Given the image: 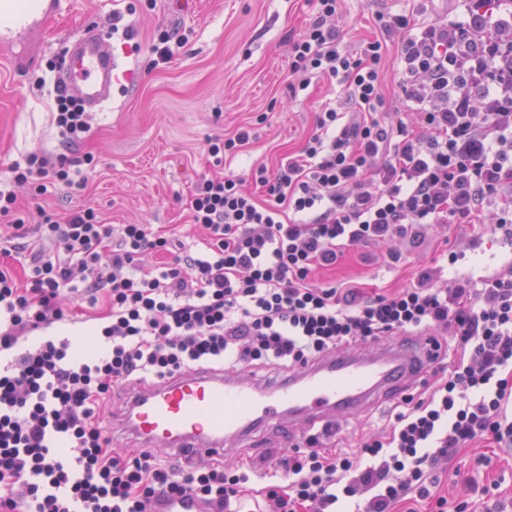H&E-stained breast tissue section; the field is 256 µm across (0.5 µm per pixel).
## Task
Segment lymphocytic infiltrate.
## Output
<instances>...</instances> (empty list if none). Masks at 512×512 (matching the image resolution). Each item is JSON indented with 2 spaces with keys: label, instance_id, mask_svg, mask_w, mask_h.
<instances>
[{
  "label": "lymphocytic infiltrate",
  "instance_id": "lymphocytic-infiltrate-1",
  "mask_svg": "<svg viewBox=\"0 0 512 512\" xmlns=\"http://www.w3.org/2000/svg\"><path fill=\"white\" fill-rule=\"evenodd\" d=\"M309 2L288 69L303 86L316 73L337 81L359 117L342 123L325 104L300 156L256 171L267 202L239 181L201 178L190 218L211 237L181 267L136 272L167 239L142 224L113 231L89 208L44 217L43 238L61 250L37 252L26 280L0 266V512H152L187 488L205 512H234L250 467L190 459L176 471L156 448L114 451L104 417L114 389L194 367L285 372L358 339L443 330L456 358L437 390L404 396L389 429L357 450L311 435L283 461L285 485L267 492L273 512H392L408 494L430 498L438 468L466 445L512 446L511 261L477 283L444 284L430 269L358 303L311 281L338 246L387 244L426 224L488 220L512 238V61L496 54L512 44V13L420 27L381 13L378 37L347 47L340 0ZM408 28L400 91L421 137L383 118V52ZM79 282L104 306L95 358L47 334L66 317L62 288Z\"/></svg>",
  "mask_w": 512,
  "mask_h": 512
}]
</instances>
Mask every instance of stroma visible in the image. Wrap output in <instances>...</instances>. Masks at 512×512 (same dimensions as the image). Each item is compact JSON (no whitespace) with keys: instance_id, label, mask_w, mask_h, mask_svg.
I'll return each mask as SVG.
<instances>
[{"instance_id":"35a3bbf8","label":"stroma","mask_w":512,"mask_h":512,"mask_svg":"<svg viewBox=\"0 0 512 512\" xmlns=\"http://www.w3.org/2000/svg\"><path fill=\"white\" fill-rule=\"evenodd\" d=\"M464 0H341L336 29L346 43L371 37L376 14H407L417 24L437 18H459ZM311 18L307 0H69L65 11L49 22L38 66L14 77L7 57L0 56V175L33 153L81 163L82 184L48 185L37 181L14 185L21 205L19 218L0 220V242L22 244L15 267L27 265L30 252L42 245L38 210L57 221L75 211L93 209L114 226L145 224L170 244L165 261L205 248L207 233L190 220L189 201L204 176L240 180L255 190V169L275 171L284 158L298 155L315 129V114L325 100L341 102L353 115L342 88L312 76L306 90L289 92L291 47ZM114 30V45L130 43L141 73L123 95L119 109L89 116L83 145L74 147L55 123L56 74L60 39L84 23ZM178 31L184 41L166 64H154L151 44L162 31ZM395 34L382 63L385 120H403L410 133L422 135L418 117L399 97L401 65ZM251 134L238 156L215 163L210 143L240 129ZM94 157L82 162L84 153ZM400 260L387 246L346 248L336 266L312 273L316 284L336 282L361 293L388 295L416 282L420 274L443 264L449 250H465L459 272L480 277L512 256L501 232L482 224H432L415 241L396 242ZM400 398L387 395L369 410L336 421L340 447H356L361 438L386 431ZM313 429L307 420L284 419L275 429L261 428L243 444L224 451L231 466L253 461L257 470L242 504L266 512L262 492L280 462L302 445ZM434 496L449 505L468 502V512H512V447H467L438 473Z\"/></svg>"}]
</instances>
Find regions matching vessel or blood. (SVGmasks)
<instances>
[{"instance_id": "vessel-or-blood-1", "label": "vessel or blood", "mask_w": 512, "mask_h": 512, "mask_svg": "<svg viewBox=\"0 0 512 512\" xmlns=\"http://www.w3.org/2000/svg\"><path fill=\"white\" fill-rule=\"evenodd\" d=\"M12 2L0 0V13L13 14L9 24L0 25V51L19 72L37 63L32 39L46 35L49 20L61 13L65 0H36L34 8L17 12ZM138 77L134 64L101 27L86 23L64 37L58 85L75 93L86 109H102L114 88L132 86ZM440 353L436 338L425 336L412 349L387 345L365 357L309 362L269 389L246 374L228 379L219 371L188 369L158 384L136 385L121 423L146 445L219 457L227 439H246L256 428L276 426L285 416L303 415L316 423L374 403L387 391L406 392L420 378L421 367ZM154 512L203 510L188 490L156 504Z\"/></svg>"}]
</instances>
